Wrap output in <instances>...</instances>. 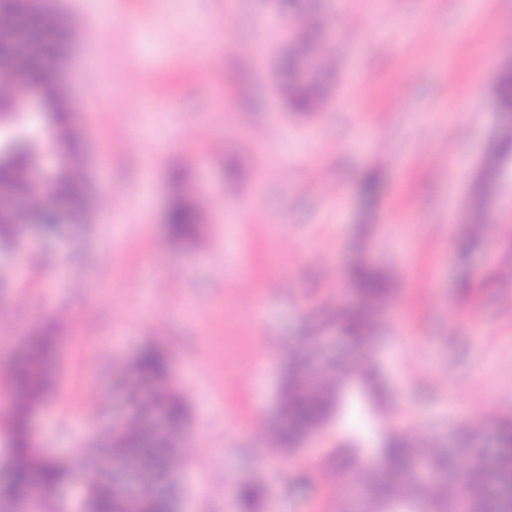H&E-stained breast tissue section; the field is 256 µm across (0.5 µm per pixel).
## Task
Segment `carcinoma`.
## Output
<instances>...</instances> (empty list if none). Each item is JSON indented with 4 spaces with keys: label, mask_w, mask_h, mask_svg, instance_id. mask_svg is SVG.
I'll use <instances>...</instances> for the list:
<instances>
[{
    "label": "carcinoma",
    "mask_w": 512,
    "mask_h": 512,
    "mask_svg": "<svg viewBox=\"0 0 512 512\" xmlns=\"http://www.w3.org/2000/svg\"><path fill=\"white\" fill-rule=\"evenodd\" d=\"M21 22L40 33V41L29 54L25 67L15 65L24 48L0 52V70L22 72L24 89L39 92L60 163L53 175V196L25 176L34 159L35 137L15 129L17 116L5 114L0 135V188L20 198L16 209L0 211V244L14 245L30 232L54 238L64 231L62 222L82 223L89 216V199L78 169L81 138L74 127L75 101L61 84L55 70L56 58L67 38L65 27L49 20L35 0H0V33H7ZM316 22L299 24L289 32L288 58L282 62L284 77L278 86L280 97L293 109L310 112L318 105L317 80L297 78L295 61L308 55L318 40ZM495 101L501 113L512 115V68L499 71L495 78ZM512 161V122L501 128L496 149L485 171L497 173ZM199 220L195 205L181 199L167 211V231L174 239L191 235ZM355 302L336 307L319 326L307 327L289 353L279 397L278 420L268 426L275 448L286 454L297 449L338 410L343 384L359 381L370 399L381 405L386 391L373 359V345L382 326L385 310L393 299L391 280L378 268L356 261L348 271ZM333 332L343 337L354 352L344 362L327 361L320 367L310 363V355ZM54 356L52 341L36 331L28 337L26 348L9 362L10 384L14 393L12 411L0 424V452L9 462L0 478V512H39L44 501L67 478L66 471L40 449L31 429L33 413L47 399L50 383L48 368ZM125 374L128 413L112 428L104 446L112 458L127 461L152 454L151 481L145 487L139 512H170V496L156 491L169 477L170 456L175 436L183 419V405L170 381L165 354L155 348L141 350L127 365ZM164 416L170 431L161 433L154 425ZM498 453L490 463L473 448L462 460L451 456L435 442L408 432L395 431L385 449V461L373 468L363 463L356 449H336V465L351 479V492L360 496L362 512H456L460 505L467 512H512L505 491L512 488V422L499 424ZM422 459L439 472V478L425 481L413 470ZM464 471L466 479L459 477ZM89 493L97 512H128L125 492L110 480L93 479ZM247 504L260 500L262 485L245 480L238 489Z\"/></svg>",
    "instance_id": "1"
}]
</instances>
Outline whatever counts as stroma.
<instances>
[{
	"instance_id": "1",
	"label": "stroma",
	"mask_w": 512,
	"mask_h": 512,
	"mask_svg": "<svg viewBox=\"0 0 512 512\" xmlns=\"http://www.w3.org/2000/svg\"><path fill=\"white\" fill-rule=\"evenodd\" d=\"M297 3L48 0L70 30L58 70L83 103L92 207L59 238L0 247V421L9 358L48 331L54 383L33 429L76 479L96 451L77 422L124 418L114 369L149 345L187 407L168 480L178 512H244L246 477L266 488L251 512H347L340 445L372 467L389 430L445 447L460 420H512V171L467 224L501 124L493 86L512 60V0ZM313 17L338 64L320 78L323 106L296 112L275 92L279 61L289 28ZM221 20L232 35L205 54ZM181 195L200 221L174 241L165 213ZM359 257L395 283L375 346L390 418L344 405L277 456L266 429L286 351Z\"/></svg>"
}]
</instances>
